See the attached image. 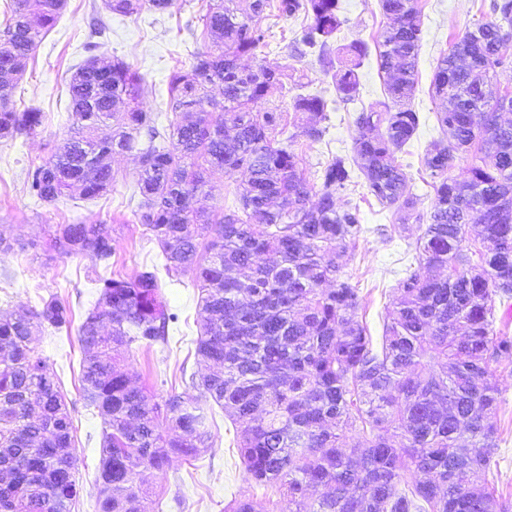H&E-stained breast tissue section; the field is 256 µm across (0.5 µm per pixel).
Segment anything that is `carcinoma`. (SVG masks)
<instances>
[{
    "label": "carcinoma",
    "instance_id": "cac0c4a2",
    "mask_svg": "<svg viewBox=\"0 0 512 512\" xmlns=\"http://www.w3.org/2000/svg\"><path fill=\"white\" fill-rule=\"evenodd\" d=\"M388 24L377 63L387 100L357 112L353 155L316 167L314 179L295 151L297 139L321 140L329 118L321 95L293 97L311 121L291 132L283 113L257 105L286 89L285 75L241 65L269 46L264 14L304 15L293 51H318L335 72L336 102L359 92L369 55L363 41L338 46L340 0H211L200 16L203 48L168 78L167 124L140 101L141 77L120 58L95 54L66 82L71 125L57 152L25 171L28 192L52 204L71 191L86 199L116 183L112 155H136L134 210L161 264L129 278L112 271L110 224H54L49 247L94 260L98 298L78 341L80 395L103 422L95 477L98 512H152L148 473L172 459L211 448L207 403L238 425L236 445L247 475L276 488L279 512H512L488 483L497 410L493 364L512 355V338L494 329L495 296L512 295V118L474 112L489 100L512 105L489 74L512 66V0H491V19L466 31L441 57L431 86L444 138L427 150L434 179L429 216L416 213L396 153L420 117L410 106L422 40L415 0H380ZM172 0H105L118 15L158 13ZM66 0H13L0 28V140L42 126L36 107L18 110L12 93L28 60L55 25ZM222 88L224 101L209 89ZM468 176H449L462 156ZM243 169L237 209L216 212L208 174ZM399 220L426 221L414 251L424 273H406L385 307L380 341L360 312L358 289L345 278L349 244L362 232L358 207L336 199L357 185ZM317 201H311V198ZM191 224L210 227L198 241ZM481 227L465 252L466 226ZM448 270L440 277L438 271ZM168 284L198 290L196 365L182 382L201 397H157L123 364L134 343H166L179 321L164 298ZM333 282L324 289L322 284ZM70 304L52 295L0 319V512H71L81 486L72 452L70 413L56 375L31 346L37 331L71 327ZM359 440L345 448L348 433ZM326 492L312 500L308 490Z\"/></svg>",
    "mask_w": 512,
    "mask_h": 512
}]
</instances>
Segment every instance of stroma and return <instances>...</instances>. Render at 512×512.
<instances>
[{"mask_svg": "<svg viewBox=\"0 0 512 512\" xmlns=\"http://www.w3.org/2000/svg\"><path fill=\"white\" fill-rule=\"evenodd\" d=\"M345 23L343 42L361 40L374 43L387 20L380 0H341ZM422 6L423 39L418 59L416 85L410 103L421 117L414 138L398 160L407 174V190L417 196L420 212L429 211L434 194L423 157L441 131L435 114L438 103L433 97L431 80L440 56L466 30L489 18V0H417ZM208 0H174L161 17L144 13L121 16L109 13L103 0H66L56 25L45 35L30 59L26 72L12 93L17 108L36 106L45 113L41 127L30 136L0 142V232L20 238V248L0 252V316L20 306H33L40 299L55 295L67 300L76 319H83L95 302L87 278L93 261L88 257L60 256L46 251V230L52 224L99 223L116 229L117 272L132 276L143 262L156 259L155 242L133 217L135 204L130 196L135 180L131 156L116 155L112 168L119 180L112 192L91 200L67 196L53 205L35 201L26 192L24 171L29 164L50 158L61 144L71 124L64 78L86 59L91 16H99L106 30L99 37V52L124 59L142 78L140 93L145 107L154 112L164 109L171 70L191 62L194 49L186 24L202 14ZM302 22L296 18L275 21L270 46L246 58L248 66L266 65L283 73H301L309 81V92L328 100L336 98V84L325 74L315 56L296 57L292 46L298 39ZM383 73L376 58L364 61L360 69V88L356 104L329 109L328 133L322 141H299L307 167L327 162L335 155L351 154L358 130L353 122L356 108H368L383 101ZM339 206L359 207L365 232L351 244L346 273L363 296L364 319L372 335L382 333L384 307L406 268L414 263L411 248L422 229L415 220L405 222L384 213L362 188L341 196ZM197 295L190 286H169L165 297L178 313L179 321L168 344L152 348L132 346L124 364L130 373L157 395L182 391L180 368L193 364V341ZM33 345L46 358L50 369L60 378L71 413L77 477L82 486L73 512H96L93 482L100 458L103 423L87 409L80 397L79 372L82 352L76 332L56 334L51 330L35 333ZM499 407L494 424L499 445L491 461L490 479L499 494L512 500V357H503L495 365ZM213 445L195 461L173 460L170 467L149 474L150 484L160 502V512H225L237 498L256 501L263 512H271L277 498L274 490L248 479L237 455L236 430L221 408H214Z\"/></svg>", "mask_w": 512, "mask_h": 512, "instance_id": "obj_1", "label": "stroma"}]
</instances>
